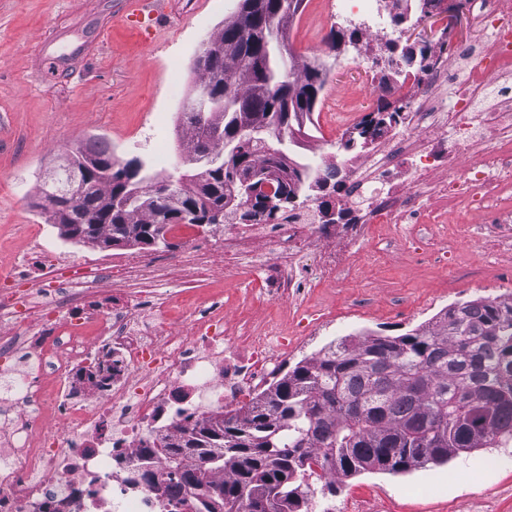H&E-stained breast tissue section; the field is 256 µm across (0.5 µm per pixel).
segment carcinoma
Returning a JSON list of instances; mask_svg holds the SVG:
<instances>
[{
    "instance_id": "obj_1",
    "label": "carcinoma",
    "mask_w": 512,
    "mask_h": 512,
    "mask_svg": "<svg viewBox=\"0 0 512 512\" xmlns=\"http://www.w3.org/2000/svg\"><path fill=\"white\" fill-rule=\"evenodd\" d=\"M250 9L253 23L246 40L232 25L221 30L224 43L238 53L239 61L214 56L199 70L201 81L211 85L216 100L224 99L225 86L234 88V100L215 114L224 129L219 139L204 137L193 113H182L190 133L188 154L222 155L233 168L211 174L210 194L178 177L174 188L182 203L205 213L212 205H233L221 223H271L305 204L314 191L328 184L307 162L289 157L285 143H296L292 128L302 130L312 122L319 95L326 84V68L319 60L296 62L288 57L286 23L300 10L303 0H240ZM291 122L279 126L275 117ZM399 110L382 101L360 122V130L383 128L397 121ZM243 125H266V134L253 139ZM279 152L282 164L293 170L295 181L278 183L274 195L290 200L279 213L266 211L259 192H241L234 167L257 176ZM75 155L96 158L110 172L99 193L87 195L78 208L97 219L84 241L125 238L126 230L141 231L151 242L163 228L166 205L152 198L153 175L143 162L137 169L118 165L105 141L80 144ZM135 191L140 202L112 206L102 198ZM512 441V299L477 298L448 306L437 321L399 336L363 334L356 342H332L318 354L305 358L246 409L229 412L220 420L197 423L175 436L158 441L156 452L169 460L161 482L148 466L143 481L161 485L167 498L184 486L194 490L179 501L183 512H305L308 492L302 490L314 467L324 471V487L333 490L336 477L365 470L393 473L442 465L462 452ZM196 455L203 465L184 469L181 460ZM230 469L231 476L211 494L212 475Z\"/></svg>"
}]
</instances>
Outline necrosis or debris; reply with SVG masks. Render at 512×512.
Masks as SVG:
<instances>
[{"label":"necrosis or debris","mask_w":512,"mask_h":512,"mask_svg":"<svg viewBox=\"0 0 512 512\" xmlns=\"http://www.w3.org/2000/svg\"><path fill=\"white\" fill-rule=\"evenodd\" d=\"M473 35L434 48L422 74L378 81L411 116L369 156L323 162L343 186V218L315 211L273 224H228L208 240L169 229L166 259L139 246L72 255L31 226L0 267V512H177L140 477L165 435L241 410L280 374L292 337L279 323L224 329V293L194 300L160 287L171 270L216 269L259 283L271 304L307 321L314 279L347 280L353 247L380 225H427L477 211L468 244L512 247V0H467Z\"/></svg>","instance_id":"4bbe7bcc"}]
</instances>
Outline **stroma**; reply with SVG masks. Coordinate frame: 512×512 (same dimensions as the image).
Here are the masks:
<instances>
[{"label":"stroma","mask_w":512,"mask_h":512,"mask_svg":"<svg viewBox=\"0 0 512 512\" xmlns=\"http://www.w3.org/2000/svg\"><path fill=\"white\" fill-rule=\"evenodd\" d=\"M239 0H170L162 23L131 22L125 0H0V266L10 265L40 224L38 172L78 141L101 135L120 162L137 158L151 173H184L185 140L179 114L198 76L201 43L219 31ZM344 0H304L290 22L295 60L324 58L328 76L317 109L319 125L291 158H339L344 129L337 112L368 114L382 96L371 86L378 67L365 56L348 64L355 23L343 21ZM345 36L342 54L330 52ZM182 92L173 95L172 81ZM168 154L159 163V151ZM471 225L448 223V253L421 259L426 246L405 228L388 241L356 247L357 270L346 283H315V304L331 314L305 356L328 343L366 331L399 336L434 322L448 305L478 297L512 295L500 268L485 265L480 251L462 248ZM314 501L325 512H512V445L478 448L448 464L392 474L369 471L336 480L335 494H321L309 479Z\"/></svg>","instance_id":"obj_1"}]
</instances>
